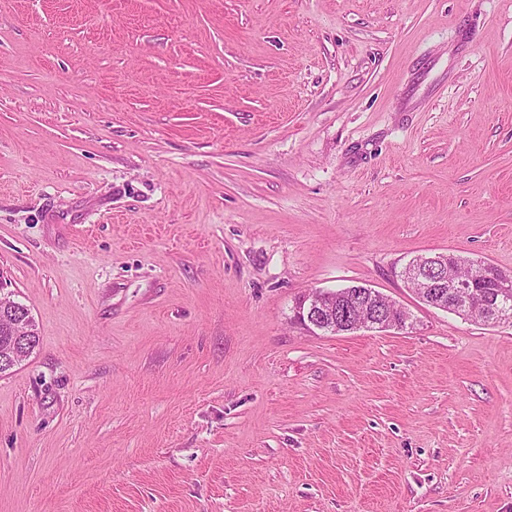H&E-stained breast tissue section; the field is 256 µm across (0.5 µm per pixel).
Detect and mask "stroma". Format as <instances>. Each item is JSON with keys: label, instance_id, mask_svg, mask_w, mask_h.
<instances>
[{"label": "stroma", "instance_id": "obj_1", "mask_svg": "<svg viewBox=\"0 0 512 512\" xmlns=\"http://www.w3.org/2000/svg\"><path fill=\"white\" fill-rule=\"evenodd\" d=\"M512 0H0V512H512ZM364 285L404 329L312 332ZM424 259L419 260L417 258L409 261L408 264L401 271V277L407 282L411 281H429L428 288H437L431 292V295L438 296L439 300H436V306L442 310L453 312L463 318H470L469 311V300L471 296L480 298L483 300L487 311H497V322L499 323H512V312L509 309L512 308V299L510 301L511 306L507 305L512 294V278L511 274L500 273L494 271L493 266L488 263L478 262L473 277L468 280H457L453 283H448V277L441 278L438 274L441 270L447 268L448 263L455 266V273H460L464 270V267L469 263L475 261L467 260L459 257L455 254H443L437 253L433 256H423ZM487 272H492L493 276L497 277V286L492 277L481 278L478 283V290L483 294L493 295L495 290L498 288L494 297H484L478 294L475 290V280L483 275H487ZM430 285V286H429ZM447 288V289H446ZM448 288H451L452 297L449 300L448 308ZM444 289L446 295L444 296ZM326 296L327 292L321 290H317L315 294L308 293L303 295L296 302L294 307L295 319L301 324H304V327L308 330L315 332V330L323 331L325 324L327 322L334 323L333 320H336V323L347 325L349 329L355 331L362 327L404 328L410 318H396L393 314V310L403 309L380 292H362L358 296L353 297L346 304L334 303L335 298L326 302ZM379 304H381L383 308H381ZM355 306L373 308L376 311V315L369 321L352 323L351 320H348V316L351 308ZM329 319L332 321H329Z\"/></svg>", "mask_w": 512, "mask_h": 512}]
</instances>
